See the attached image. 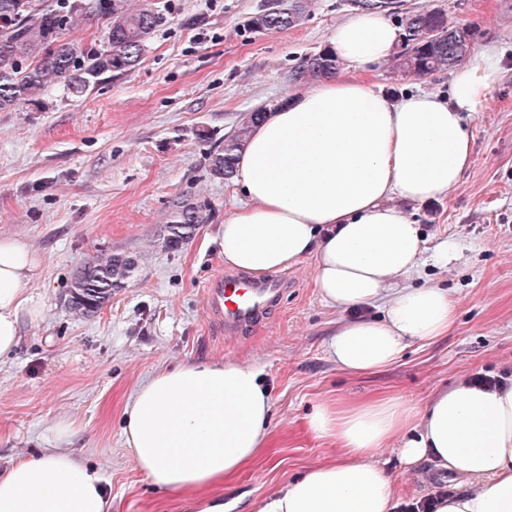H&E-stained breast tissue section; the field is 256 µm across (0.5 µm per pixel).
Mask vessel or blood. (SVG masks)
Returning <instances> with one entry per match:
<instances>
[{
  "label": "vessel or blood",
  "instance_id": "b4317fda",
  "mask_svg": "<svg viewBox=\"0 0 512 512\" xmlns=\"http://www.w3.org/2000/svg\"><path fill=\"white\" fill-rule=\"evenodd\" d=\"M292 285L284 274L249 277L227 271L206 285L205 310L225 334L236 336L263 325Z\"/></svg>",
  "mask_w": 512,
  "mask_h": 512
}]
</instances>
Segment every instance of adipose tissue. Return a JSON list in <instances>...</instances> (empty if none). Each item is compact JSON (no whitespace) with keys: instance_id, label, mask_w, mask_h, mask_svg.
<instances>
[{"instance_id":"ef3b65f1","label":"adipose tissue","mask_w":512,"mask_h":512,"mask_svg":"<svg viewBox=\"0 0 512 512\" xmlns=\"http://www.w3.org/2000/svg\"><path fill=\"white\" fill-rule=\"evenodd\" d=\"M400 39L374 11L336 26L330 44L345 73L289 94L251 130L233 178L242 202L220 239L227 267L262 276L310 258L327 305L379 309L337 327L326 343L354 375L392 365L411 343L454 324L447 289L392 285L460 253L448 241L428 249L402 206L447 197L460 183L472 153L462 115L482 110L501 71L500 55L481 49L458 67L447 95L395 99L367 76ZM39 268L26 243L0 237V360L15 353L24 324L42 316L28 289ZM270 418L261 369L187 362L136 387L122 434L154 487L203 496L267 455ZM305 427L335 442V458L284 483L256 512H395L406 476L423 460L466 485L438 512H512V383L491 391L459 384L423 407L396 395L324 401ZM53 433L55 447L0 473V512H112L102 471L65 449L71 425Z\"/></svg>"}]
</instances>
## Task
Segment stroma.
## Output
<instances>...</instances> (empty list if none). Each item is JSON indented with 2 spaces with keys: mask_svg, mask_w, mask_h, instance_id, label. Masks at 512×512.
<instances>
[{
  "mask_svg": "<svg viewBox=\"0 0 512 512\" xmlns=\"http://www.w3.org/2000/svg\"><path fill=\"white\" fill-rule=\"evenodd\" d=\"M166 20L140 65L82 96L56 87L40 102L0 112V236L40 257L28 285L43 304L19 348L0 363V468L51 447L48 430L72 423L69 444L98 465L112 512H255L260 499L336 456L333 442L308 435L304 418L324 400L394 394L425 404L474 373L512 372V0H402L405 11L443 10L470 29L474 45L503 56L484 109L465 116L472 160L447 198L407 209L428 247L461 245L458 261L426 267L448 289L456 319L448 335L410 345L381 371L351 375L325 342L350 311L327 306L313 285V262L288 268L295 283L266 324L226 337L203 309L202 290L224 272L217 243L237 207L232 182L212 178L207 157L242 116L281 102L292 71L327 48L352 14L348 0H314L298 27H246L262 0H151ZM452 71L422 77L394 61L367 79L400 95L447 93ZM208 203L211 217L179 248L163 234L178 202ZM104 253L135 267L103 308L76 315V270ZM189 361L234 362L264 371L271 390L276 450L200 501L154 488L123 441L124 404L149 374Z\"/></svg>",
  "mask_w": 512,
  "mask_h": 512,
  "instance_id": "obj_1",
  "label": "stroma"
}]
</instances>
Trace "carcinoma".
<instances>
[{
	"label": "carcinoma",
	"instance_id": "carcinoma-1",
	"mask_svg": "<svg viewBox=\"0 0 512 512\" xmlns=\"http://www.w3.org/2000/svg\"><path fill=\"white\" fill-rule=\"evenodd\" d=\"M313 0H264L248 20L252 32L280 31L300 25ZM109 24L107 42L82 51L65 36L84 29L94 18ZM163 15L151 8L133 9L128 0H0V111L36 103L50 87L61 85L72 94L118 78L141 62L148 41ZM403 34L396 67L404 74L430 75L447 71L470 53L472 35L448 24L441 10L407 12L400 16ZM339 68L330 50L306 56L292 80L328 77ZM264 115V108L248 113L224 144L208 156V171L215 179H232L249 129ZM210 210L199 202H181L166 225L164 245L175 249ZM134 262L120 254H105L76 270L70 305L79 315L98 311L112 298V289L130 278Z\"/></svg>",
	"mask_w": 512,
	"mask_h": 512
}]
</instances>
